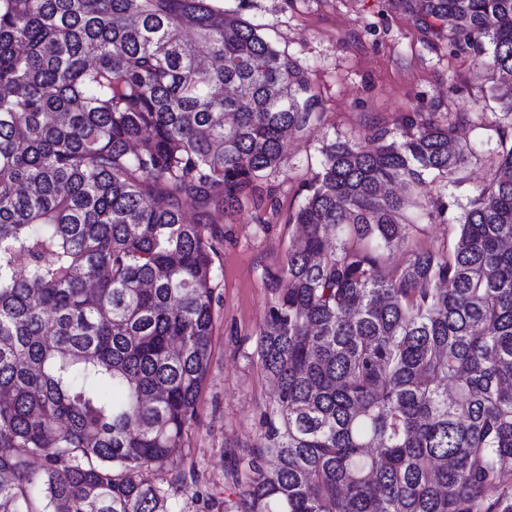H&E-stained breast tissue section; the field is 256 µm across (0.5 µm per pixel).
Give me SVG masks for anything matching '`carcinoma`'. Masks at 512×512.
I'll return each mask as SVG.
<instances>
[{"label": "carcinoma", "instance_id": "obj_1", "mask_svg": "<svg viewBox=\"0 0 512 512\" xmlns=\"http://www.w3.org/2000/svg\"><path fill=\"white\" fill-rule=\"evenodd\" d=\"M401 2L508 81L512 118V0ZM317 105L222 0H0V512H178L141 472L200 481L180 466L209 226L261 205ZM479 120L415 112L321 148L271 276L276 392L234 512H512V123L452 253L382 272L414 227L387 186L455 182Z\"/></svg>", "mask_w": 512, "mask_h": 512}]
</instances>
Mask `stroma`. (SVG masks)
<instances>
[{"label":"stroma","mask_w":512,"mask_h":512,"mask_svg":"<svg viewBox=\"0 0 512 512\" xmlns=\"http://www.w3.org/2000/svg\"><path fill=\"white\" fill-rule=\"evenodd\" d=\"M240 6L244 18L260 24L307 69L321 120L293 134L280 169L263 185L260 209L244 208L219 226L212 353L185 448L202 479L179 485L170 473L142 472L144 480L167 489L181 512H224L225 504L236 502L242 456L260 442V417L275 387L260 366L257 339L276 298L271 276L299 235L287 218L303 199L302 185L320 169L321 146L372 127L399 128L416 112L441 120L452 112L484 113L482 127L458 138L471 153L455 184L444 191L434 183L404 190L416 228L408 246L392 250L389 260L402 266L418 249L453 251L464 210L492 177L497 130L505 123L494 97L496 75L471 57L433 45L397 0H240ZM439 195L448 211L428 219L422 207Z\"/></svg>","instance_id":"stroma-1"}]
</instances>
